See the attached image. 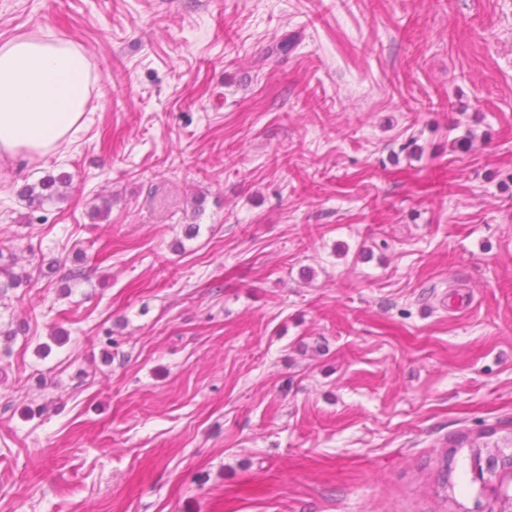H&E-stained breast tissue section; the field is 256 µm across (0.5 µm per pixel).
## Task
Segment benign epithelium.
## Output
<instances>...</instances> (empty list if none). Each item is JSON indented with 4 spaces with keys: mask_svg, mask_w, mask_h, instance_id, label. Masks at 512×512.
Returning a JSON list of instances; mask_svg holds the SVG:
<instances>
[{
    "mask_svg": "<svg viewBox=\"0 0 512 512\" xmlns=\"http://www.w3.org/2000/svg\"><path fill=\"white\" fill-rule=\"evenodd\" d=\"M472 469L487 504L475 512H512V426L496 445L474 449Z\"/></svg>",
    "mask_w": 512,
    "mask_h": 512,
    "instance_id": "1",
    "label": "benign epithelium"
}]
</instances>
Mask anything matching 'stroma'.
Masks as SVG:
<instances>
[{"mask_svg":"<svg viewBox=\"0 0 512 512\" xmlns=\"http://www.w3.org/2000/svg\"><path fill=\"white\" fill-rule=\"evenodd\" d=\"M48 34L89 113L0 159V512H475L512 0H0V46ZM69 187L70 176L66 173L47 174L37 183L28 185L23 195L27 198L29 207L38 208L54 198H62Z\"/></svg>","mask_w":512,"mask_h":512,"instance_id":"obj_1","label":"stroma"}]
</instances>
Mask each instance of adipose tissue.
I'll return each mask as SVG.
<instances>
[{"instance_id":"obj_1","label":"adipose tissue","mask_w":512,"mask_h":512,"mask_svg":"<svg viewBox=\"0 0 512 512\" xmlns=\"http://www.w3.org/2000/svg\"><path fill=\"white\" fill-rule=\"evenodd\" d=\"M86 56L68 42L21 36L0 47V156H44L86 121Z\"/></svg>"}]
</instances>
